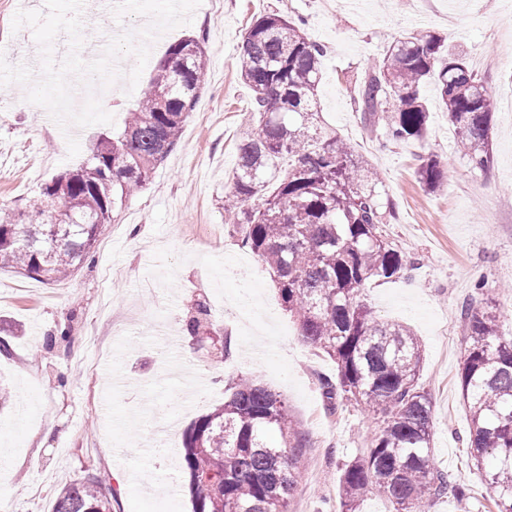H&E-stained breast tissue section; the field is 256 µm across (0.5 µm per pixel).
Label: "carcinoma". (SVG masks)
Instances as JSON below:
<instances>
[{
	"mask_svg": "<svg viewBox=\"0 0 512 512\" xmlns=\"http://www.w3.org/2000/svg\"><path fill=\"white\" fill-rule=\"evenodd\" d=\"M325 54L301 25L277 13L257 17L244 32L240 76L253 92L258 122L239 139L230 227L272 272L304 341L336 364V378L321 379L329 404L340 397L381 418L363 453L342 463L341 512H358L373 492L392 512H422L448 493L467 502L470 491L434 463L432 402L419 385L420 341L408 327L376 316L364 298L370 281L397 277L411 261L384 234L395 209L382 201L372 167L319 123L311 105ZM206 68L200 39L172 43L118 137L98 139L81 167L54 177L25 209L1 207L0 270L50 282L83 264L106 225L177 147ZM429 82L468 163L489 171L494 95L443 35L393 38L356 79L354 104L368 123L383 122L389 141L421 142L429 120L422 89ZM415 176L434 192L447 182L448 165L421 155ZM30 214L39 223H25ZM460 316L467 331L460 372L471 421L467 451L484 472L496 512H512V336L500 333L483 292L462 303ZM183 330L221 359L232 356L231 336L216 340L206 300L194 303ZM307 447L309 436L286 399L240 376L224 403L183 435L193 512H288ZM114 498L89 472L60 491L53 512H112Z\"/></svg>",
	"mask_w": 512,
	"mask_h": 512,
	"instance_id": "cac0c4a2",
	"label": "carcinoma"
}]
</instances>
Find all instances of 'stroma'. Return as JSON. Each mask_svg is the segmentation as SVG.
<instances>
[{
  "instance_id": "1",
  "label": "stroma",
  "mask_w": 512,
  "mask_h": 512,
  "mask_svg": "<svg viewBox=\"0 0 512 512\" xmlns=\"http://www.w3.org/2000/svg\"><path fill=\"white\" fill-rule=\"evenodd\" d=\"M94 2L85 0L82 10L86 62L111 38L144 27L142 16L118 21ZM20 9L41 12L45 2L0 0V41L15 49L9 63L36 73L31 28H11ZM264 13L305 18L311 39L325 46L321 118L380 173L396 212L387 238L414 261L400 278L372 282L368 301L420 339L435 463L472 491L468 504L445 494L424 512H489L465 443L470 421L458 373L466 336L458 308L484 281L501 333L512 336V0H203L191 24L151 41L152 67L174 41L205 38V80L178 146L99 237L93 264L50 284L0 271V339L10 348L0 354V382L12 392L0 411V501L12 512H52L61 489L89 472L115 490L113 512H192L180 467L183 433L222 404L225 388L244 373L282 394L310 436L292 512H337L340 466L365 448L377 418L352 405L327 409L319 379L335 376V363L302 340L269 270L225 222L235 203L238 139L252 123L239 44ZM413 31L447 36L495 94L489 172L457 152L434 85L422 91L430 112L423 142H389L364 126L350 82L382 57L392 36ZM27 91L0 86V207H26L52 177L78 168L99 136L123 129L137 100L112 93L102 106L113 125L77 127L68 136L45 108L27 102ZM71 136L80 144L73 157ZM424 152L449 168L447 185L433 193L414 174ZM200 298L221 310L217 330L233 338L225 361H213L182 332ZM65 324L69 341L47 348L49 334Z\"/></svg>"
}]
</instances>
